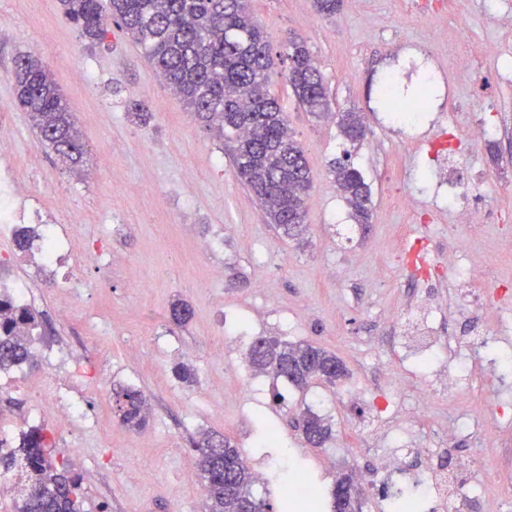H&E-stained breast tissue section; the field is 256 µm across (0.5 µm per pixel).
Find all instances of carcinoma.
<instances>
[{
	"instance_id": "cac0c4a2",
	"label": "carcinoma",
	"mask_w": 512,
	"mask_h": 512,
	"mask_svg": "<svg viewBox=\"0 0 512 512\" xmlns=\"http://www.w3.org/2000/svg\"><path fill=\"white\" fill-rule=\"evenodd\" d=\"M67 18L92 42L102 41L113 22L140 46L145 57L183 99L205 127L225 143L241 181L251 190L268 223L288 237L305 231V200L312 188L303 146L288 131V121L271 92L277 63H288L285 79L306 111L328 114L323 77L302 39L290 38L273 54L249 0H61ZM16 99L28 114L41 141L71 163L82 161L84 144L67 99L41 59L25 53L13 65ZM381 103L391 112L408 108L396 101L391 87L379 88ZM341 135L356 143L364 135L361 116L344 112ZM336 188L352 217L369 223L371 191L358 168L339 159L331 163ZM29 311L0 326V369L29 362L30 340L19 325H34ZM250 365L282 378L299 389L319 378L334 385L346 370L336 354L307 343L276 338L250 347ZM122 424L139 429L146 423V396L135 387L112 388ZM296 427L304 440L319 447L331 434L323 415L309 407L298 414ZM51 440L41 428L21 434L19 444L0 455V463L20 464L28 483L15 512H82L81 478L55 465ZM195 467L207 496V512H273V505L254 492V475L231 439L205 434L195 445Z\"/></svg>"
}]
</instances>
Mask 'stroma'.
<instances>
[{
  "instance_id": "1",
  "label": "stroma",
  "mask_w": 512,
  "mask_h": 512,
  "mask_svg": "<svg viewBox=\"0 0 512 512\" xmlns=\"http://www.w3.org/2000/svg\"><path fill=\"white\" fill-rule=\"evenodd\" d=\"M426 12L420 0H342L336 15L317 12L314 0H250L273 50L302 37L324 76L332 118L301 107L285 78L272 91L288 127L305 149L314 186L306 199L308 228L292 239L267 224L239 180L224 141L205 130L128 35L110 26L102 42L85 39L63 14L60 0H0V136L15 147L20 182L46 197L70 227L76 260L69 268L79 287L46 288L35 309L28 379L49 382L53 369L40 351L61 345L84 377L81 393L97 429L59 428L45 415L55 459L81 476L84 512H205V499L182 481L194 470L192 443L201 435L229 437L243 449L251 470L265 451L254 447L257 416L275 422L281 443L325 489L356 474L364 512H380L382 493H396L400 475L378 479L373 446L379 434L403 425L416 407L418 370L394 349L393 336L416 331L413 298L438 302L441 327L453 343L441 369L453 370L459 353L477 372L455 395L436 391L422 427H406L412 446L448 441L454 416L474 414L490 387L479 369L498 349L481 342L474 327L512 319V79L500 78L496 57L474 55L469 71L456 66L459 51L497 45L512 52V25L488 0H439ZM43 42L40 57L65 94L86 145L84 161L69 167L43 145L16 104L11 70L17 54ZM398 72L410 96L422 74L434 80L425 119L401 131L382 118L376 89ZM361 113L366 135L348 145L334 119ZM499 133L477 144V121ZM350 151L371 187V221L359 224L336 188L330 164ZM449 169L461 192L491 212L470 229L435 188L412 193L430 169ZM433 250L430 281L404 269L410 245ZM461 261H481L495 283L498 305H475L480 285H466L448 270V250ZM111 254L101 266L97 252ZM142 281L131 293L129 277ZM192 310L176 327L173 304ZM242 324L253 338L276 337L322 347L343 362L336 385L313 382L302 392L285 381L241 390L247 346L228 351L224 334ZM193 369L180 381L177 366ZM389 381L394 393L374 402H346L350 384ZM140 388L152 404L146 427L119 421L112 388ZM283 395L273 403L272 389ZM324 395L331 437L318 448L294 422L310 393ZM404 426V425H403ZM83 451L82 458L72 449Z\"/></svg>"
}]
</instances>
